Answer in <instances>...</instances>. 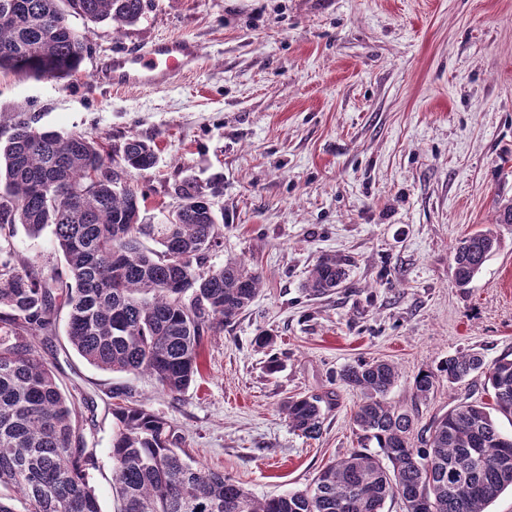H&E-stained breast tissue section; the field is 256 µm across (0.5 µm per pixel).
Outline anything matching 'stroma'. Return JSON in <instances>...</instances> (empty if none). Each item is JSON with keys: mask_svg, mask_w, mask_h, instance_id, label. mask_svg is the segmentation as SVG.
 Wrapping results in <instances>:
<instances>
[{"mask_svg": "<svg viewBox=\"0 0 512 512\" xmlns=\"http://www.w3.org/2000/svg\"><path fill=\"white\" fill-rule=\"evenodd\" d=\"M90 50L71 77L0 71V112L44 127L132 136L159 164L134 186L147 223L178 203L187 177L224 178L214 198L223 244L207 257L262 272L260 295L205 337L200 374L177 397L146 375L88 364L58 316L49 358L97 463L102 512L112 497V390L132 389L173 427L192 460L273 496L308 486L330 460L359 447L357 390L339 375L385 359L399 378L387 395L417 427L462 399L487 401L484 379H439L418 398L415 377L448 356L512 354V0H150L113 31L80 23ZM168 38L194 41L196 67L172 84L114 89L102 61ZM490 228L497 250L464 288L453 249ZM345 260L331 294L304 288L317 259ZM270 336L257 347L259 334ZM322 397L319 437L294 433L288 397Z\"/></svg>", "mask_w": 512, "mask_h": 512, "instance_id": "obj_1", "label": "stroma"}]
</instances>
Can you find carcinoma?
<instances>
[{
    "instance_id": "carcinoma-1",
    "label": "carcinoma",
    "mask_w": 512,
    "mask_h": 512,
    "mask_svg": "<svg viewBox=\"0 0 512 512\" xmlns=\"http://www.w3.org/2000/svg\"><path fill=\"white\" fill-rule=\"evenodd\" d=\"M147 0H0V71L64 79L88 53L72 24L107 23L120 31L140 21ZM110 161L98 136L37 126L27 112L0 114V512H101L90 483L95 467L73 421L74 402L38 352L67 310L66 336L88 364L150 375L176 397L195 381L204 338L224 329L261 292L262 273L242 260L208 266L222 245L212 198L221 182L186 178L173 187L176 210L158 224L142 221L144 195L133 177L153 169L151 144L127 139ZM48 229L67 269L44 272L13 249L17 227ZM153 241L157 248L143 246ZM498 247L479 230L453 248V278L468 286ZM345 262L326 254L309 270L305 290L326 295L346 280ZM440 372L459 386L481 374L492 404L460 402L435 417L414 444V416L387 401L398 373L382 360L342 370L361 395L353 424L361 442L322 468L302 490L259 498L239 482L191 460L171 425L147 410L132 390L112 397V494L118 512H384L398 498L402 512H487L512 489V435L493 413L512 418V359L491 363L476 353L448 357ZM438 375L419 374L416 395L433 392ZM321 400L288 398L291 428L314 438Z\"/></svg>"
}]
</instances>
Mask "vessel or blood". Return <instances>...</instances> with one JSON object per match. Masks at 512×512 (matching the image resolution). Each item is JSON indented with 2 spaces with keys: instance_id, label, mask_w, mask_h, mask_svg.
Segmentation results:
<instances>
[{
  "instance_id": "vessel-or-blood-1",
  "label": "vessel or blood",
  "mask_w": 512,
  "mask_h": 512,
  "mask_svg": "<svg viewBox=\"0 0 512 512\" xmlns=\"http://www.w3.org/2000/svg\"><path fill=\"white\" fill-rule=\"evenodd\" d=\"M198 59L195 42L171 38L112 56L102 64L99 76L115 88L153 87L171 82L185 69L196 65Z\"/></svg>"
}]
</instances>
